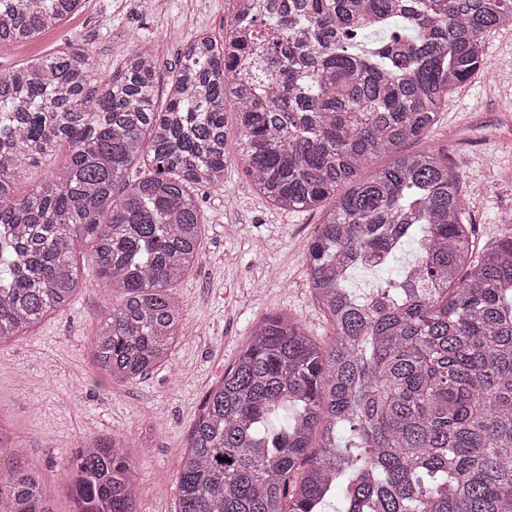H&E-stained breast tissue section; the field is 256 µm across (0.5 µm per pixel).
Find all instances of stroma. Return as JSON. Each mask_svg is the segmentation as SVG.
Here are the masks:
<instances>
[{"label": "stroma", "mask_w": 512, "mask_h": 512, "mask_svg": "<svg viewBox=\"0 0 512 512\" xmlns=\"http://www.w3.org/2000/svg\"><path fill=\"white\" fill-rule=\"evenodd\" d=\"M229 7V0H195L189 16L183 0H158L148 12L135 0H85L54 29L1 46L0 66L83 41L109 76L148 41L163 61V85L192 35L223 34ZM484 42L488 70L449 98L431 141L447 148L460 175L477 246L490 247L512 234V225L499 221L512 212V39L500 29ZM197 194L205 222L201 258L173 288L185 321L168 364L132 383L99 374L89 347L109 298L85 248L77 254L83 286L71 302L0 343V472L11 466L7 447L25 448L22 463L39 475L54 512L72 510L64 470L81 442L112 435L130 445L138 483L133 512H175L178 461L205 395L223 379L254 325L273 313H291L318 343L332 339L305 266L321 211L275 209L236 160L224 171L223 187Z\"/></svg>", "instance_id": "stroma-1"}]
</instances>
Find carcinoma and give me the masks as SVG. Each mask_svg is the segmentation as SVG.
I'll list each match as a JSON object with an SVG mask.
<instances>
[{"instance_id": "1", "label": "carcinoma", "mask_w": 512, "mask_h": 512, "mask_svg": "<svg viewBox=\"0 0 512 512\" xmlns=\"http://www.w3.org/2000/svg\"><path fill=\"white\" fill-rule=\"evenodd\" d=\"M82 2L0 0V45ZM235 3L223 38L184 44L163 110L147 47L107 78L85 43L0 69V343L70 302L80 242L112 297L95 367L131 382L164 364L185 320L173 287L200 256L193 188L224 184L233 144L273 207L334 201L306 255L334 339L290 314L255 324L206 394L178 512H512V236L475 249L448 150L403 152L485 70L512 0ZM64 144L66 168L15 196ZM409 241L402 280L349 287ZM65 485L73 512H133L138 491L125 445L96 437ZM0 512H53L39 476L0 475Z\"/></svg>"}]
</instances>
